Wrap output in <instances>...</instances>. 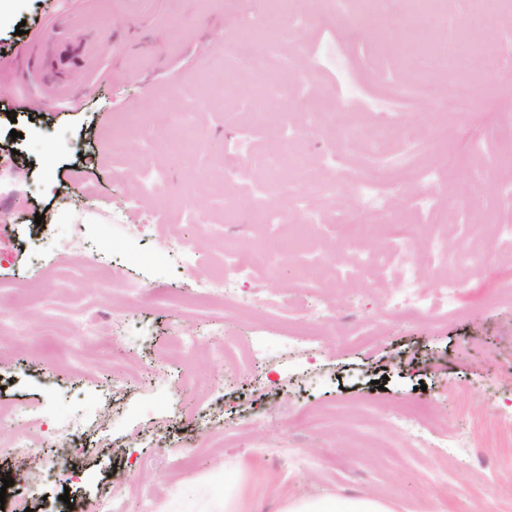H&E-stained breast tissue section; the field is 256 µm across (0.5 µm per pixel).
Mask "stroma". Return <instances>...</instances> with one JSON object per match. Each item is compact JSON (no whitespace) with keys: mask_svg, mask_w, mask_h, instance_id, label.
Segmentation results:
<instances>
[{"mask_svg":"<svg viewBox=\"0 0 512 512\" xmlns=\"http://www.w3.org/2000/svg\"><path fill=\"white\" fill-rule=\"evenodd\" d=\"M267 10V0H0V156L12 165L0 175V406L35 416L0 424V433L22 432L43 451L0 458V479L14 481L0 512H13L20 499L31 512H87L107 495L118 497L120 512H142L147 499L155 512H196L200 498L223 492L230 478L256 512H277L284 493L369 494L393 501L398 512H426L432 496L446 512H512V435L490 423L491 415L512 412V390L497 383L512 370V266L501 261L508 244L496 233L497 225H512V208L485 221L512 167H495L492 152L477 150L490 124H512V42L499 48L492 64L499 79L483 106L448 117L447 138L390 145V158L409 152L421 161L423 180L387 190L383 210L345 200L356 219L380 227L378 238L356 245L363 257L391 243L394 211L415 225L421 250L446 239V261L423 266L430 285L461 262L467 224H434L414 201L446 202L449 184L487 167L465 213L468 223L482 225L488 246L451 311L433 302L395 314L389 299L399 279L340 280L332 267L311 268L310 253L351 245L331 216L312 225L310 253L283 258L277 272H255L234 299L200 303L195 279L221 274L225 241L250 250L292 234L291 224L270 229L252 216L262 161L280 148L286 127L303 130L319 176L328 174L327 156L339 169L364 167L366 145L337 149L336 131L308 122L309 109L335 106L336 68H346L360 92L348 119L382 126L404 116L439 118L415 103L366 111L385 84L404 83L409 74L436 91L443 83L414 60L349 40L343 22L327 31L302 28L295 45L271 50L298 90L292 100L274 95L276 121L253 124L244 99L212 104L200 93L201 77L225 68L213 31L233 36ZM20 24L25 34H17ZM38 41L47 103L33 113L20 104L26 88L16 65ZM189 104L200 146L189 156L162 150L174 114ZM228 152L236 161L229 178ZM144 160L164 175L167 195L140 206L156 211L170 246L192 241L195 274L153 255L148 241L112 232L110 211L134 193L131 169ZM201 209L206 222L184 221ZM64 234L82 248H50L53 236ZM75 274L80 285L72 288ZM116 278L138 292L112 287ZM283 290L290 308L284 318L262 300ZM117 320L143 337L118 335ZM214 323L223 324L225 341L241 356L231 379L216 383L219 360L207 332ZM179 329L198 337L176 356ZM257 342L266 345V359H245ZM116 375L134 381L118 388ZM403 411L427 413L432 424L405 434L392 423ZM68 414L93 416L98 426L69 447H54L55 421ZM219 422L223 446L204 445L201 432ZM442 430L456 432L468 448L444 456L432 442ZM20 471L26 477L18 483Z\"/></svg>","mask_w":512,"mask_h":512,"instance_id":"1","label":"stroma"}]
</instances>
